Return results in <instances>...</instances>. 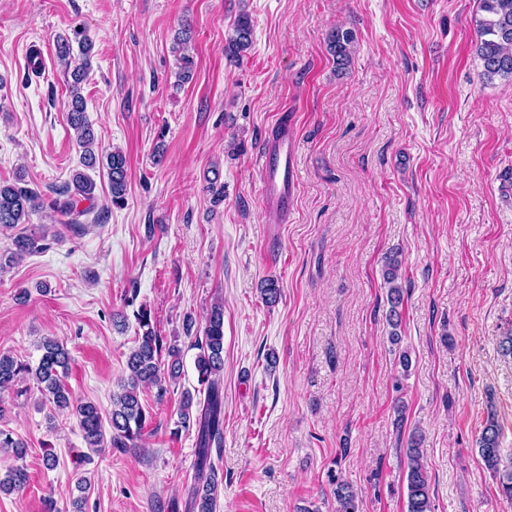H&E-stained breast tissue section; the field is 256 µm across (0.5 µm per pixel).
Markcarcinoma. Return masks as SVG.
<instances>
[{
    "mask_svg": "<svg viewBox=\"0 0 512 512\" xmlns=\"http://www.w3.org/2000/svg\"><path fill=\"white\" fill-rule=\"evenodd\" d=\"M477 40L474 52L483 67L484 76L512 80V0H480L479 13L474 17ZM253 24L247 13H240L233 22V34L227 40L225 56L237 62L251 48ZM355 42L350 30L334 29L328 37V51L336 60V67L347 65ZM93 42L80 28L73 29V37L60 35L55 43V58L66 77L68 102L67 121L73 130L77 145L82 149L81 165L86 169L102 166L106 169L111 203L121 207L127 193V159L114 150L105 155L96 153L97 137L86 115V101L81 85L92 66ZM171 52L179 64L178 81L192 79L194 57L192 35L188 29L179 31L172 43ZM95 182L85 173L77 171L70 183L56 192L48 204L50 210L64 218V223L82 224L81 218L95 208ZM41 205L40 195L17 184L0 183V227L14 228L27 223L32 211ZM40 250L38 238L33 234H19L13 240L8 255H0V266L19 260ZM401 262L391 255L386 258L384 282L388 288L390 310L388 323L392 328L389 340L396 344L400 322L399 306L402 304L400 279ZM135 319L141 330L137 345L127 360L128 375L121 382L119 391L112 395V409L108 416L109 427H104L100 408L93 402L74 403L65 387L64 378L70 364V353L64 344L46 338L40 344L42 354L36 365L21 362L12 355L0 353V389H10L18 382L30 378L41 392V404L76 416L86 447L94 452L103 448H133L142 437L148 423L147 411L140 394L145 388L157 390L162 398L181 376V350L172 345L164 347L161 336L151 322V313L142 305ZM199 354L195 360L198 383L204 387V399L194 401L186 392L178 410L177 427L196 435L194 485L191 490L192 512H216L217 499L223 481L212 463V450L224 442V388L221 377L224 371V308L215 304L207 317L203 339L197 343ZM167 359H162V353ZM499 425L494 415H489L479 438V454L486 468L499 478L503 495L512 499V472L500 471ZM421 438L414 435L408 448L406 473L407 512H432L428 471L423 463ZM0 448L15 457L26 454L27 445L0 428ZM28 481L27 472L19 467H9L0 472V493L10 494L22 490ZM336 512H359L356 493L346 484L335 490Z\"/></svg>",
    "mask_w": 512,
    "mask_h": 512,
    "instance_id": "1",
    "label": "carcinoma"
}]
</instances>
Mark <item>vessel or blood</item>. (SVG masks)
Here are the masks:
<instances>
[{"label": "vessel or blood", "mask_w": 512, "mask_h": 512, "mask_svg": "<svg viewBox=\"0 0 512 512\" xmlns=\"http://www.w3.org/2000/svg\"><path fill=\"white\" fill-rule=\"evenodd\" d=\"M295 138L287 121H280L259 158L261 204L268 211L287 217L295 197Z\"/></svg>", "instance_id": "1"}]
</instances>
